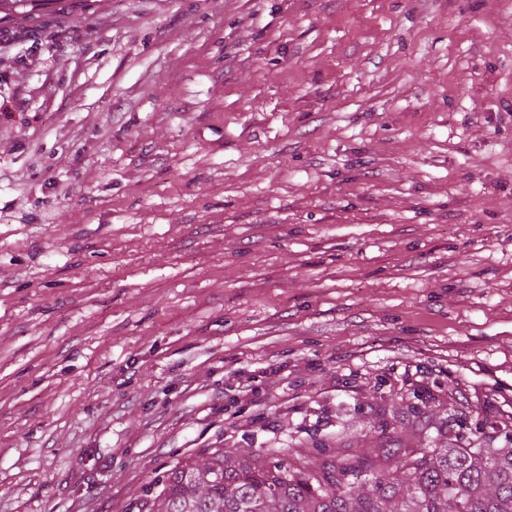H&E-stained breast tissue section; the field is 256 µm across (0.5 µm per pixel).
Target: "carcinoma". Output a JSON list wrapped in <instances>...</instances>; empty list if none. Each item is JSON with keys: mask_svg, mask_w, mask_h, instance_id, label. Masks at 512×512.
I'll use <instances>...</instances> for the list:
<instances>
[{"mask_svg": "<svg viewBox=\"0 0 512 512\" xmlns=\"http://www.w3.org/2000/svg\"><path fill=\"white\" fill-rule=\"evenodd\" d=\"M308 463L218 450L174 468L156 512H512V445Z\"/></svg>", "mask_w": 512, "mask_h": 512, "instance_id": "obj_1", "label": "carcinoma"}]
</instances>
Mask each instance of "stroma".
Here are the masks:
<instances>
[{
	"instance_id": "35a3bbf8",
	"label": "stroma",
	"mask_w": 512,
	"mask_h": 512,
	"mask_svg": "<svg viewBox=\"0 0 512 512\" xmlns=\"http://www.w3.org/2000/svg\"><path fill=\"white\" fill-rule=\"evenodd\" d=\"M394 439H512V0L0 15V512Z\"/></svg>"
}]
</instances>
